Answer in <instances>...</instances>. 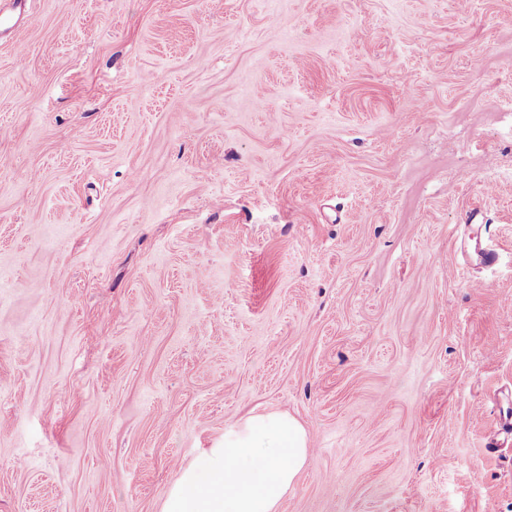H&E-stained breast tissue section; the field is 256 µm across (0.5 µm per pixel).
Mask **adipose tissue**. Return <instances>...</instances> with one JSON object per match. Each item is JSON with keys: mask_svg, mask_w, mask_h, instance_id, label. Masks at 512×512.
Masks as SVG:
<instances>
[{"mask_svg": "<svg viewBox=\"0 0 512 512\" xmlns=\"http://www.w3.org/2000/svg\"><path fill=\"white\" fill-rule=\"evenodd\" d=\"M310 453L308 434L295 418L278 412L246 417L181 471L162 512H276Z\"/></svg>", "mask_w": 512, "mask_h": 512, "instance_id": "obj_1", "label": "adipose tissue"}]
</instances>
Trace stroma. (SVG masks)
I'll return each instance as SVG.
<instances>
[{"label":"stroma","instance_id":"35a3bbf8","mask_svg":"<svg viewBox=\"0 0 512 512\" xmlns=\"http://www.w3.org/2000/svg\"><path fill=\"white\" fill-rule=\"evenodd\" d=\"M32 13L0 39V512H161L267 412L311 441L277 512H512V0Z\"/></svg>","mask_w":512,"mask_h":512}]
</instances>
